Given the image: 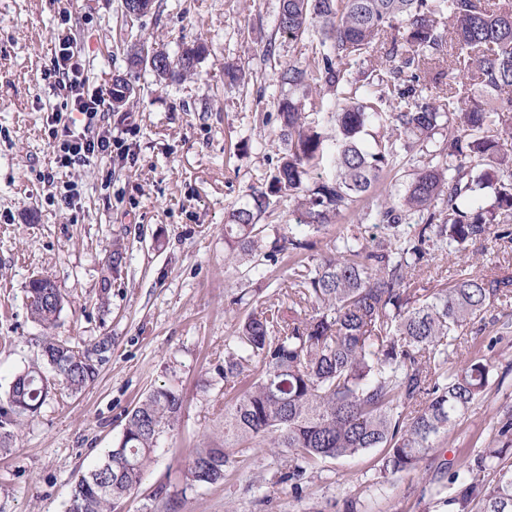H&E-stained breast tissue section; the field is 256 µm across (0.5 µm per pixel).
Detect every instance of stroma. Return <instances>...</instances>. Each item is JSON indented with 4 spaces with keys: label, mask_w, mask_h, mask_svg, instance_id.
<instances>
[{
    "label": "stroma",
    "mask_w": 512,
    "mask_h": 512,
    "mask_svg": "<svg viewBox=\"0 0 512 512\" xmlns=\"http://www.w3.org/2000/svg\"><path fill=\"white\" fill-rule=\"evenodd\" d=\"M122 2L0 0V405L14 376L40 356L43 330L27 310L31 276H49L65 298L60 336L85 346L112 339L94 384L76 395L57 391L0 447V512H65L78 474L118 442L127 413L162 385L183 395L180 420L118 512H167L153 497L160 484L174 512H343L350 489L362 512H456L442 463L483 452L494 427L512 419V332L498 335L493 325L469 341L481 351L489 337L499 338L488 351V393L421 461L419 476L379 485L373 449L322 461L297 492L278 481L283 457L245 448L223 481L185 486L193 448L224 433L218 369L245 314L233 302L239 278L224 263V226L277 164V72L307 59L312 43L278 34L279 0H156L151 13L127 23ZM64 10L92 91L111 90L113 77L126 73L124 44L146 40L173 57L182 39L198 36L209 48L184 81L159 85L151 73L129 75L135 98L102 119L129 144L125 164L54 163L51 132L62 98L42 72ZM228 64L244 68L245 85L225 82ZM49 170L58 182L79 185L75 205H63L43 183ZM116 237L126 244L117 274L106 262Z\"/></svg>",
    "instance_id": "35a3bbf8"
}]
</instances>
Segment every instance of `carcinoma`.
I'll list each match as a JSON object with an SVG mask.
<instances>
[{
    "label": "carcinoma",
    "instance_id": "obj_1",
    "mask_svg": "<svg viewBox=\"0 0 512 512\" xmlns=\"http://www.w3.org/2000/svg\"><path fill=\"white\" fill-rule=\"evenodd\" d=\"M278 32L318 43L311 58L278 71L282 156L266 185L230 213L224 244L241 278L284 257L288 277L276 301L248 311L225 341L224 439L192 451L185 480L215 484L236 449L268 448L288 458L279 483L297 492L319 461L380 448L378 483L390 484L417 473L486 396L489 359L458 351L469 328L488 316L503 332L512 328L504 312L512 277L462 267L440 288L421 278L439 255L465 262L493 226L512 243V153L501 143L512 128V0H280ZM206 52L194 39L172 59L137 42L126 63L176 80L194 74ZM132 93L116 75L112 111ZM313 114L336 123L334 139ZM368 127L378 129L369 141ZM413 152L424 160L407 172L404 191H379ZM327 156L333 172L324 175ZM274 195L292 203L283 234L260 223ZM349 213L359 223L317 253V235ZM364 221L382 234L365 236ZM123 259L117 237L113 273ZM27 298L45 330L41 361L11 383L0 445L57 390L92 385L105 358L100 342L81 349L53 334L64 297L52 280L28 283ZM182 405L169 387L150 391L128 413L118 443L74 482L65 512H116ZM511 448L509 422L473 462L444 463L459 512H512V462H502ZM489 468L487 481L481 473Z\"/></svg>",
    "mask_w": 512,
    "mask_h": 512
}]
</instances>
